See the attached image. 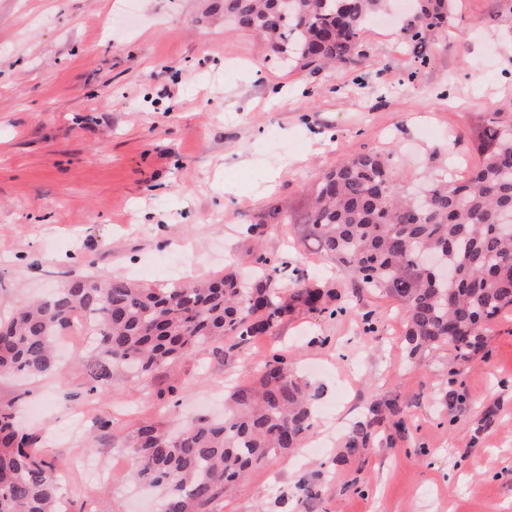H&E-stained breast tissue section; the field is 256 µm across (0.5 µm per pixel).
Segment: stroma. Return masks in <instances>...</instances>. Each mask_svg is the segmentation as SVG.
<instances>
[{"label":"stroma","instance_id":"stroma-1","mask_svg":"<svg viewBox=\"0 0 512 512\" xmlns=\"http://www.w3.org/2000/svg\"><path fill=\"white\" fill-rule=\"evenodd\" d=\"M203 8L0 0V316L84 274L153 286L217 274L253 251L243 225L272 205L299 212L322 171L390 151L405 184L419 185L472 164L482 113H512V0H452L447 28L419 44L404 38L406 15L367 24L364 61L318 73L282 66ZM263 247L308 280L333 273L297 225H277ZM347 299V312L297 315L159 371L147 388L118 373L89 393L88 340L70 332L48 374L0 378V406L62 469L61 512H158L130 477L123 437L145 419L174 430L220 416L225 389L251 384L287 348L321 392L314 428L210 512H512V309L486 326L449 409L440 397L455 351L409 358L397 303ZM388 398L401 431L341 459L367 404Z\"/></svg>","mask_w":512,"mask_h":512}]
</instances>
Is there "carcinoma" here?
Instances as JSON below:
<instances>
[{
    "instance_id": "cac0c4a2",
    "label": "carcinoma",
    "mask_w": 512,
    "mask_h": 512,
    "mask_svg": "<svg viewBox=\"0 0 512 512\" xmlns=\"http://www.w3.org/2000/svg\"><path fill=\"white\" fill-rule=\"evenodd\" d=\"M390 0H211L210 15L232 18L262 39L272 55L295 68L355 66L361 35ZM407 38L421 42L448 22V0H409ZM479 162L469 179L448 174L430 181L428 206L415 209L390 155L349 158L305 190L296 215L272 210L246 227L255 242L276 224H299L323 258L351 287L383 292L399 302L409 357L441 346L459 361L448 371L445 403L463 400L452 388L471 353L484 347L487 323L512 308V113L483 118L475 137ZM438 257L452 272L439 281L421 263ZM252 270L207 279L143 286L124 277H74L46 297L24 301L0 317V375L34 377L55 364V342L85 319L94 337L89 392L124 369L148 387L161 369L233 339L247 343L273 333L300 312L346 311L342 292L328 283H296L281 291L288 263L262 250ZM319 393L294 370L292 355L274 352L248 386L231 389L224 417H200L177 433L150 420L128 437L133 479L159 493L160 512H206L220 494L268 462L300 447L314 425ZM399 414L395 401H372L366 418L342 443L354 457L371 447ZM11 408L0 409V512H57L59 474L33 451Z\"/></svg>"
}]
</instances>
